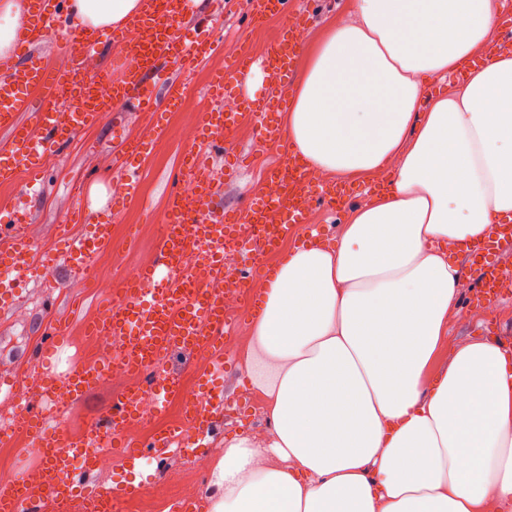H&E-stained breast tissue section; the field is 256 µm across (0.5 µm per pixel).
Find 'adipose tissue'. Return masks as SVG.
Segmentation results:
<instances>
[{
  "mask_svg": "<svg viewBox=\"0 0 512 512\" xmlns=\"http://www.w3.org/2000/svg\"><path fill=\"white\" fill-rule=\"evenodd\" d=\"M141 0H70L78 28L122 26ZM499 0H354L303 69L285 124L314 170L392 168L336 246L278 262L247 369L271 428L211 468L210 512H512V353L444 349L455 256L512 223V52ZM465 73L423 104V80ZM448 364L435 382L440 353Z\"/></svg>",
  "mask_w": 512,
  "mask_h": 512,
  "instance_id": "adipose-tissue-1",
  "label": "adipose tissue"
}]
</instances>
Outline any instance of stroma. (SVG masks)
I'll return each mask as SVG.
<instances>
[{"label":"stroma","mask_w":512,"mask_h":512,"mask_svg":"<svg viewBox=\"0 0 512 512\" xmlns=\"http://www.w3.org/2000/svg\"><path fill=\"white\" fill-rule=\"evenodd\" d=\"M295 7L308 14L307 29L300 46L297 63L305 65L312 49L333 26L350 21L353 0H293ZM249 0H207L203 10L194 12L184 25L186 32L210 19H217L213 33L218 40L211 55L213 64L208 70L200 66L182 69L169 67L172 81L181 84L184 91L201 92L208 88L213 74L223 73L233 63L226 53L227 43L237 44L241 53L258 55L270 30L280 29L279 17H272L258 26L247 20ZM162 120L167 128L164 139L153 146L148 157L132 161L129 169L115 167L112 156L120 138L144 135L148 130L146 118L132 112L110 113L104 121L79 133L61 157L49 162L44 175V188L38 194H22L24 179L0 184V218L8 217L15 206H23L30 215V233L42 252L59 251L62 232L82 233L86 224L99 222L105 213H113L112 239L104 246L96 260V270L109 277L119 264L135 260L150 250L159 232L158 225L165 216L170 197L179 187V166L189 147L180 124V114L164 111ZM285 153L276 147H259L255 126L234 132L227 148L207 151L210 167L221 181V190L215 197L217 206L229 209L252 195L251 187L264 169L282 162ZM135 177L138 192L127 199L120 209H113L114 188ZM357 182H349L353 195L337 214L325 207H316L307 216L309 225L321 233L322 241L338 242L341 228L351 209L364 205L365 197L356 193ZM83 208L87 221H72L76 208ZM461 271L457 306H470L472 321L449 318L448 342L457 343L482 337L485 322L483 307L475 302V283L468 276L465 256H457ZM105 295L96 288L94 280L79 281L69 274L64 264H57L50 274H37L30 280L17 283L12 307L0 309V377L23 381L31 412H40L44 404L35 387L49 371H68L75 359L91 355V343L85 326L102 308ZM496 320L512 325V305L488 311ZM248 335L226 337L218 350L207 352H174L167 356L168 371L189 379L198 377L212 366L216 355H223L224 374L215 381L217 390L233 404V420L224 422L219 431L209 437L208 446L197 452H182L153 458L136 471H129L123 461V449L112 452V471L94 470L84 476L88 489L120 485L129 480L144 483L141 493L152 506L151 512H170L172 501L195 496L206 499L205 483L188 484L186 475L197 457L214 463L224 453V442L237 435L263 438L266 428L255 427L251 421L250 404L257 394L250 385L246 370ZM114 400L111 387L100 384L70 404L69 419L76 432H83Z\"/></svg>","instance_id":"35a3bbf8"}]
</instances>
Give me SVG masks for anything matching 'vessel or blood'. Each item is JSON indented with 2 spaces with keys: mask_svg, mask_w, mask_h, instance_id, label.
Instances as JSON below:
<instances>
[{
  "mask_svg": "<svg viewBox=\"0 0 512 512\" xmlns=\"http://www.w3.org/2000/svg\"><path fill=\"white\" fill-rule=\"evenodd\" d=\"M187 2L142 0L141 12L131 22L139 39L127 40L120 29L110 35L117 49L115 59L122 64L120 73L107 68L88 74L83 64L98 56L101 43L86 38L69 24L67 0H26L29 35L13 56L0 58V130L9 134L8 140L0 144V181L14 180L23 172L28 176L27 189L36 190L48 160L61 155L77 133L101 122L116 108L153 120L147 135L122 139L118 163L124 165L136 156L148 154L152 144L166 133L164 125L155 120L161 104L147 93L148 79L159 76L165 63L172 60L184 67L194 66L214 47L210 29H196L190 37L181 33L180 26L188 16ZM270 14L285 19L282 39L269 47L260 62L237 59L217 77L201 115L202 145L220 144L230 138L233 115L224 109V92L228 89L235 91L240 106L252 113L260 143L283 145L282 129L270 117L266 102L252 97L247 87L255 76H262L277 89V105H287L292 60L307 20L290 8L289 0H251V22ZM48 35L54 36L57 54L66 60L67 69L46 68L41 55L33 50V42ZM70 81L77 84L73 95L58 96V87ZM35 87L47 92L46 104L36 112L31 109L29 96ZM182 166L187 178L197 185L199 203H190L179 192L171 196L151 266L135 284L117 289L110 296L97 324L101 335L113 337L123 345L122 363L137 372H155L148 395L159 413L171 400L182 396L178 381L161 370L163 355L176 348H213L234 331L233 324L224 319L223 289L192 287L181 252H203L214 272H221L225 232L255 226L261 232V245L251 256L252 269L257 272L264 265L266 251L297 237L308 207L336 205L330 185L312 181L308 168L292 155L268 173L272 197L250 201L229 212L213 205L219 183L199 151L188 150ZM109 238L108 224H95L85 234L65 235L59 254L45 256L27 231L25 214H17L12 223L0 225V305H11L15 283L28 279L37 270L51 269L57 261H64L74 275L90 272ZM511 251V224L502 225L488 241L470 251L469 271L487 296L497 297L502 284L512 280V262L504 258ZM111 371V363L104 362L77 367L64 376L48 372L38 384V394L44 399L61 397L71 401ZM222 371V366L217 365L199 375L200 399L188 405L182 427L164 430L150 444L125 452L129 469H136L150 454L160 456L204 447L225 408L224 399L214 386L215 376ZM138 419V397L134 394L114 401L78 437L71 436L62 424L47 425L43 418L20 409L17 425L24 427L43 450L40 471L45 482L39 490L27 476L8 486L0 485V512H37L43 499L63 502L77 496L85 497L89 512H121L123 500L140 493V486L129 483L119 489L99 487L89 494L81 475L94 469L96 447H118L122 430Z\"/></svg>",
  "mask_w": 512,
  "mask_h": 512,
  "instance_id": "obj_1",
  "label": "vessel or blood"
}]
</instances>
